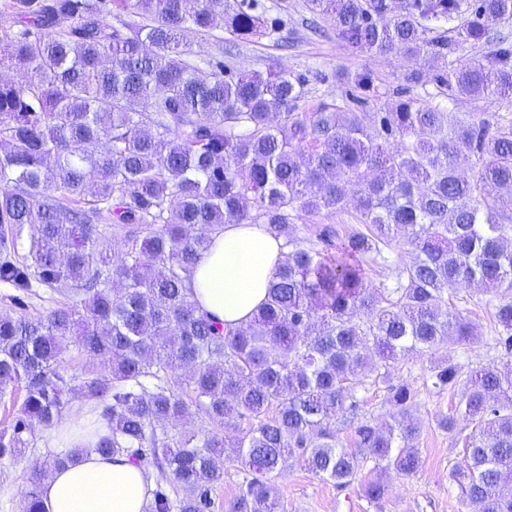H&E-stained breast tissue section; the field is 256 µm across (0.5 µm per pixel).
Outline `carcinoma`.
Instances as JSON below:
<instances>
[{
    "label": "carcinoma",
    "instance_id": "carcinoma-1",
    "mask_svg": "<svg viewBox=\"0 0 512 512\" xmlns=\"http://www.w3.org/2000/svg\"><path fill=\"white\" fill-rule=\"evenodd\" d=\"M0 29V282L57 288L45 317L0 314V396L24 390L0 457L51 429L69 397L102 408L96 448L157 473L149 512H214L216 458L244 474L229 512H276L278 480L297 460L339 488L367 460L386 476L421 465L420 392L396 376L427 357L426 390L463 397L436 421L465 460L450 471L471 512H512V365L468 369L448 347L482 342L452 291L498 295L495 345L512 355V0H307L346 46L403 61V81L431 72L460 112L409 97L387 112L323 100L304 110L305 78L286 70L232 73L224 40L189 60L187 37L221 29L233 44L279 28L257 0H10ZM496 21L493 28L489 22ZM489 45L454 59L457 42ZM354 87L379 96L371 71ZM470 159L466 176L459 163ZM353 206L358 225L321 224L288 237L266 301L226 327L197 309L186 280L228 224L275 236ZM28 230L26 253L18 251ZM123 234L120 254L112 233ZM404 238L410 261L387 249ZM393 267L394 285L369 271ZM97 365L80 383L61 371L70 347ZM189 368L182 377L178 370ZM384 389L394 423H334L365 383ZM194 405L213 430L167 424ZM24 512H40V479Z\"/></svg>",
    "mask_w": 512,
    "mask_h": 512
}]
</instances>
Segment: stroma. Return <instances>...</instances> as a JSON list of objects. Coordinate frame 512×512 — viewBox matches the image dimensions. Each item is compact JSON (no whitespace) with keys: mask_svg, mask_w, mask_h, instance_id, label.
<instances>
[{"mask_svg":"<svg viewBox=\"0 0 512 512\" xmlns=\"http://www.w3.org/2000/svg\"><path fill=\"white\" fill-rule=\"evenodd\" d=\"M266 17L280 18L279 33L252 44H241L226 64L240 72L284 69L307 79L306 102L343 98L347 76L370 70L376 73L388 93L385 98H369L364 109L384 111L396 102V88L402 87L403 67L399 59L380 58L353 50L340 42L332 29L322 35L312 34L306 21L310 13L306 0H258ZM459 307L473 324L483 341L475 348L449 347L448 353L467 366L503 364L506 357L492 340L494 328L490 310L460 291ZM58 305L56 295H20L19 291L0 283V313L26 309L34 317L49 314ZM462 389L442 395L423 393L411 411L422 425L417 446L421 450L418 472L407 478L388 481V493L381 503L369 502L361 493V482L377 479L379 469L366 462L359 483L338 488L322 480L297 462H290L281 480L279 512H470L460 490L449 478L453 465L463 458L462 443L439 431L437 419L447 415L460 401ZM33 446L14 456L0 458V512H23V494L29 478L42 473L55 456L52 433L35 429Z\"/></svg>","mask_w":512,"mask_h":512,"instance_id":"stroma-1","label":"stroma"}]
</instances>
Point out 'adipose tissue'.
Masks as SVG:
<instances>
[{"instance_id":"1","label":"adipose tissue","mask_w":512,"mask_h":512,"mask_svg":"<svg viewBox=\"0 0 512 512\" xmlns=\"http://www.w3.org/2000/svg\"><path fill=\"white\" fill-rule=\"evenodd\" d=\"M281 258V240L261 225H227L193 269L189 295L217 321L232 328L240 326L266 300ZM91 421L100 433H107L104 419H91L82 411L54 428L57 447L76 449L77 454L42 480L41 512H145L152 473L126 456L99 455L94 439L80 432Z\"/></svg>"}]
</instances>
